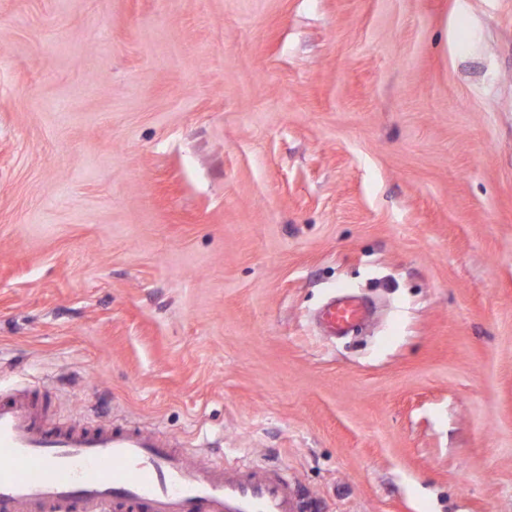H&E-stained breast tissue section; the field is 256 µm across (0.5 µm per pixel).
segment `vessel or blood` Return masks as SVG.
I'll list each match as a JSON object with an SVG mask.
<instances>
[{"label": "vessel or blood", "instance_id": "vessel-or-blood-1", "mask_svg": "<svg viewBox=\"0 0 512 512\" xmlns=\"http://www.w3.org/2000/svg\"><path fill=\"white\" fill-rule=\"evenodd\" d=\"M351 295L320 314L327 335L365 320ZM0 512H296L286 474L203 463L130 427L66 425L26 396L0 398Z\"/></svg>", "mask_w": 512, "mask_h": 512}]
</instances>
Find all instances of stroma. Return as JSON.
I'll use <instances>...</instances> for the list:
<instances>
[{
  "mask_svg": "<svg viewBox=\"0 0 512 512\" xmlns=\"http://www.w3.org/2000/svg\"><path fill=\"white\" fill-rule=\"evenodd\" d=\"M15 391L301 512H512V0H0ZM367 318L365 307L352 295H345L320 313V324L328 336L344 332Z\"/></svg>",
  "mask_w": 512,
  "mask_h": 512,
  "instance_id": "obj_1",
  "label": "stroma"
}]
</instances>
